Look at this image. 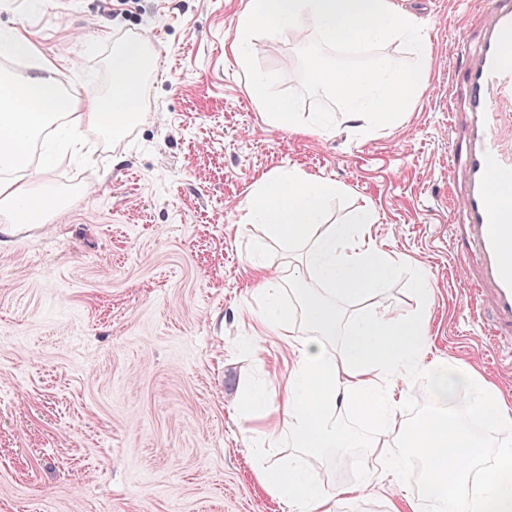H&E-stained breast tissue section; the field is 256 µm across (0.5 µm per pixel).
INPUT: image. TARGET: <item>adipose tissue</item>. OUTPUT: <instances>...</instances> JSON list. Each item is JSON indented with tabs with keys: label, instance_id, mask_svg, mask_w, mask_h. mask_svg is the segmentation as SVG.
<instances>
[{
	"label": "adipose tissue",
	"instance_id": "obj_1",
	"mask_svg": "<svg viewBox=\"0 0 512 512\" xmlns=\"http://www.w3.org/2000/svg\"><path fill=\"white\" fill-rule=\"evenodd\" d=\"M146 65L142 43L127 42L112 56V91L105 97L94 90H63L48 60L22 79L0 74V213L6 217L0 245L48 223L58 207L46 167L33 164L29 145L64 127L75 141L94 133L121 136L139 117ZM335 191V185L286 172L262 181L248 200L247 223L264 224L288 244L310 246L304 265L289 267L284 275L271 273L261 262L251 265L270 301L257 317L260 334H293V311L277 301L285 283L301 298L312 332L293 347L283 407L268 424L267 437L288 435L291 447L305 454L367 449L378 466L363 482L366 490L386 479L404 487L414 465H421V485L434 512H512V485L506 483L512 478V445L498 448L494 466L473 477L485 440L469 426L475 420L512 432V416L469 368L425 360L426 309L432 298L427 274L416 281L422 305L417 314L362 315L347 326L340 352L323 345V337L336 333L337 300L380 290L396 269L380 250L351 245L356 225L375 223L371 208L358 209L344 224H322L325 201ZM413 374L429 384L441 407L411 422L392 391ZM344 414L354 415L355 425L341 422ZM262 478L297 512L310 505L317 512H335L337 496L351 493L347 487L334 493L316 484L296 460L265 469Z\"/></svg>",
	"mask_w": 512,
	"mask_h": 512
}]
</instances>
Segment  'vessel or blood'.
Listing matches in <instances>:
<instances>
[{
  "label": "vessel or blood",
  "instance_id": "b4317fda",
  "mask_svg": "<svg viewBox=\"0 0 512 512\" xmlns=\"http://www.w3.org/2000/svg\"><path fill=\"white\" fill-rule=\"evenodd\" d=\"M512 0H478L448 84L455 254L474 264L488 334L512 346Z\"/></svg>",
  "mask_w": 512,
  "mask_h": 512
}]
</instances>
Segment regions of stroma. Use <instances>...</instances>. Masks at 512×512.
<instances>
[{
  "label": "stroma",
  "mask_w": 512,
  "mask_h": 512,
  "mask_svg": "<svg viewBox=\"0 0 512 512\" xmlns=\"http://www.w3.org/2000/svg\"><path fill=\"white\" fill-rule=\"evenodd\" d=\"M247 0H0V34H35L60 85L112 89L111 59L141 41L157 67L141 77V116L119 139L55 164L63 198L49 224L0 249V512H285L261 468L295 450L267 442L290 348L254 333L260 259L287 269L308 248L245 221L248 196L275 172L338 191L328 224L371 206L365 236L397 263L383 289L338 302L340 323L420 309L431 279L430 354L463 364L512 405V352L493 348L466 307L448 247V73L471 0H395L428 43L414 105L373 137L337 122L305 134L263 122L244 67L226 46ZM302 41L257 36L260 68L295 90ZM268 391L265 406L252 397ZM328 487L362 484L347 462L302 456Z\"/></svg>",
  "instance_id": "stroma-1"
}]
</instances>
